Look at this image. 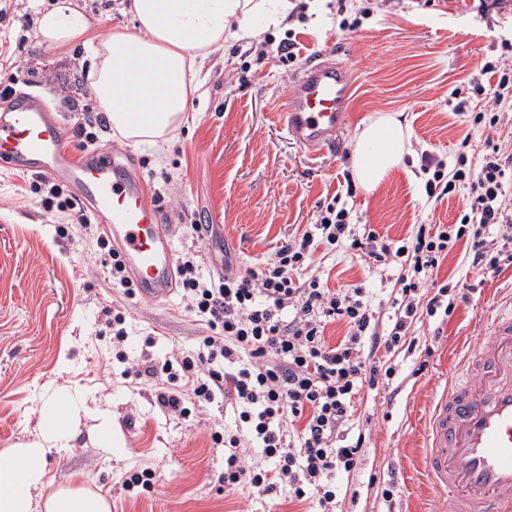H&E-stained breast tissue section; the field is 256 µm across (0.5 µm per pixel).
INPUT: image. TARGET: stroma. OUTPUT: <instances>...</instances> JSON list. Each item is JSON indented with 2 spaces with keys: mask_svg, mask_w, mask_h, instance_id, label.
<instances>
[{
  "mask_svg": "<svg viewBox=\"0 0 512 512\" xmlns=\"http://www.w3.org/2000/svg\"><path fill=\"white\" fill-rule=\"evenodd\" d=\"M34 0H0V82L40 96L61 121L78 126L103 110L91 95L82 45L60 52L34 35ZM321 24L282 23L260 39L228 42L205 61L209 82L190 100L188 126L175 131L164 159L112 132L98 144L133 162L151 192L159 193L175 256L198 251L203 274L224 263L249 272L289 238L315 223L320 205L347 194L353 223L391 239L418 224H452L465 207L462 193L428 200L422 153L453 161L463 138L512 145V120L491 132L473 125L486 111L485 91L496 75L488 62L512 58V0H329ZM348 29H341L340 20ZM295 44V60L281 45ZM332 50L354 81L351 118L333 150L295 144L279 122L294 75L317 53ZM397 112L410 131L403 169L378 189H347L354 136L379 114ZM29 176L0 167V450L39 432L43 396L61 389L86 395L88 411L69 446L50 455L52 486L83 482L112 500V512H307L287 495L256 498L249 488L224 487V447L211 435L234 429L237 413L218 400L181 417L159 406L162 393L189 396L188 386L127 374L128 365L195 350L209 329L181 293L156 303L113 287L95 238L77 218L45 210ZM209 225L203 236L192 223ZM67 234H60V226ZM464 243L440 266L438 283L478 281L468 303L443 323L420 316L413 348L380 358L394 370L388 386L356 399L352 430L366 437L351 473L337 474V512H443L424 482L419 461L431 404L460 359L463 338L480 343L493 293L512 288V265L495 272L465 269ZM315 267L331 289L362 286L387 297L400 268L368 267L342 251L317 253ZM121 311L127 332L117 340L104 309ZM109 409L124 445L95 442L91 413ZM155 475L153 490H126L135 471ZM396 481L385 502L381 490Z\"/></svg>",
  "mask_w": 512,
  "mask_h": 512,
  "instance_id": "obj_1",
  "label": "stroma"
}]
</instances>
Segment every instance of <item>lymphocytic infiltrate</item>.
<instances>
[{
	"label": "lymphocytic infiltrate",
	"instance_id": "f902f5d3",
	"mask_svg": "<svg viewBox=\"0 0 512 512\" xmlns=\"http://www.w3.org/2000/svg\"><path fill=\"white\" fill-rule=\"evenodd\" d=\"M421 171L428 198L466 190L454 224H422L415 235L393 240L358 228L336 197L320 208L315 224L249 274L228 268L208 279L195 253L179 259L178 285L211 333L197 350L159 365L143 361L136 372L190 384L194 402L221 398L236 409L238 432L211 435L230 450L225 488L246 487L258 496L284 489L289 500L311 503L314 512H333L334 477L356 469L364 448V436L351 433L355 397L392 376L377 352L405 344L424 289L434 291L425 308L432 318L450 316L475 290L463 283L452 294L434 280L449 245L465 242L474 268L512 264V151L488 137L479 167H469L463 154L450 167L426 153ZM321 249L351 250L376 266L400 265L388 320L377 316L365 288H327L311 269ZM336 322L347 332L333 345L325 330ZM244 448L259 449L262 463H246Z\"/></svg>",
	"mask_w": 512,
	"mask_h": 512
}]
</instances>
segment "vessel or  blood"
<instances>
[{"label": "vessel or blood", "instance_id": "obj_1", "mask_svg": "<svg viewBox=\"0 0 512 512\" xmlns=\"http://www.w3.org/2000/svg\"><path fill=\"white\" fill-rule=\"evenodd\" d=\"M352 86L331 52L314 57L279 114L288 136L302 147H335L350 119ZM70 134L41 99H0V165L66 181L101 217L140 296L168 299L173 249L146 182L108 149L67 145ZM489 330L485 344L465 351L427 419L423 470L449 512H512V295L494 307Z\"/></svg>", "mask_w": 512, "mask_h": 512}]
</instances>
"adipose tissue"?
Here are the masks:
<instances>
[{
  "label": "adipose tissue",
  "mask_w": 512,
  "mask_h": 512,
  "mask_svg": "<svg viewBox=\"0 0 512 512\" xmlns=\"http://www.w3.org/2000/svg\"><path fill=\"white\" fill-rule=\"evenodd\" d=\"M292 0H132L138 29L113 30L97 39L75 0H54L34 19L41 43L64 49L83 41L91 60V94L112 127L135 145L164 155L169 136L188 121L190 93L206 83L207 57L225 41L255 39L287 18ZM409 143L397 113L366 124L355 136L351 167L357 183L373 191L400 168ZM86 410L83 392H56L44 400L42 430L0 451V512H111L107 499L83 487L48 490L49 455L67 448Z\"/></svg>",
  "instance_id": "ef3b65f1"
}]
</instances>
